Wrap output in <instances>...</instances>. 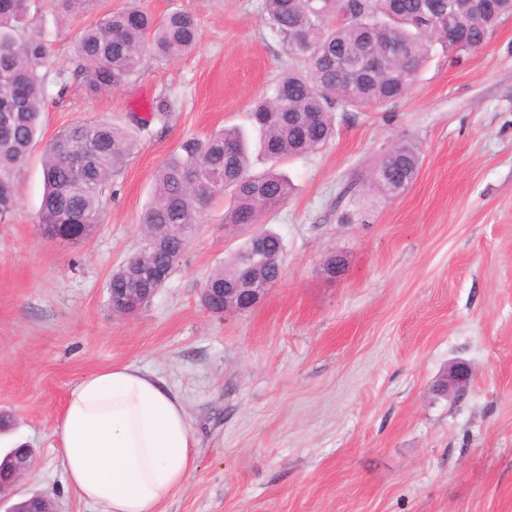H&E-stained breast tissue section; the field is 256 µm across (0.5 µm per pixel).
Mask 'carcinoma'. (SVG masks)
Instances as JSON below:
<instances>
[{
    "label": "carcinoma",
    "instance_id": "obj_1",
    "mask_svg": "<svg viewBox=\"0 0 512 512\" xmlns=\"http://www.w3.org/2000/svg\"><path fill=\"white\" fill-rule=\"evenodd\" d=\"M30 3L0 0V219L16 205L10 174L24 162L39 131L44 105L40 70L50 64L49 44L35 31ZM487 5L488 12L477 17L471 0H399L398 15L390 17L380 0H350V12L341 19L340 0H262L267 28L294 61L271 93L252 104L251 119L261 135L262 154L276 163L312 152L334 138L336 113L361 112L402 98L439 39L437 28L450 17L465 26L466 43L452 51L455 58L484 46L493 16L512 13V0H487ZM424 10L431 22L428 30L421 31L415 21ZM297 28L306 34L302 47L293 40ZM198 39L196 19L188 12L174 11L156 20L131 6L109 12L79 32L72 73L91 91L118 89L138 76L146 59L176 60L191 52ZM389 45L400 47L403 56L385 55ZM352 49L383 56L377 73L350 76ZM171 108L162 96L151 106L150 117L137 119V125L143 129L153 122L164 125ZM135 147L131 129L123 125L76 123L61 130L44 160L41 230L49 233L58 224H85L90 232L102 223L101 189L124 169ZM83 149L89 150V168L79 176L69 154ZM378 167L388 170L391 182L408 185L417 174L419 154L415 146L400 144ZM292 190L290 181L272 170L250 173L249 139L237 126H226L203 142L184 141L155 175L152 199L141 218L147 245L113 273L109 287H159L141 272L162 268L169 255L184 251L187 240L171 235L170 228L192 233L214 195L230 196L229 223L258 224ZM260 235L269 256H280L282 238L268 229L260 230ZM251 249L249 238L225 267L209 277L212 287L239 279Z\"/></svg>",
    "mask_w": 512,
    "mask_h": 512
}]
</instances>
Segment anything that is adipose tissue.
Returning <instances> with one entry per match:
<instances>
[{
    "mask_svg": "<svg viewBox=\"0 0 512 512\" xmlns=\"http://www.w3.org/2000/svg\"><path fill=\"white\" fill-rule=\"evenodd\" d=\"M54 435L70 487L102 512H157L196 468L182 401L130 365L75 383Z\"/></svg>",
    "mask_w": 512,
    "mask_h": 512,
    "instance_id": "obj_1",
    "label": "adipose tissue"
}]
</instances>
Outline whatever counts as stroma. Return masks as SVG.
Listing matches in <instances>:
<instances>
[{
	"mask_svg": "<svg viewBox=\"0 0 512 512\" xmlns=\"http://www.w3.org/2000/svg\"><path fill=\"white\" fill-rule=\"evenodd\" d=\"M133 0L91 12L34 0L54 57L42 129L11 174L17 204L0 222V453L35 449L22 494L59 512H100L69 488L54 428L69 387L113 364L154 374L183 402L197 466L160 512H512V18L454 60L434 47L401 100L337 113L327 145L281 162L293 191L261 225L226 223L216 195L149 306L120 316L113 272L143 245L140 217L156 170L181 142L227 125L288 67L261 0H134L155 17L195 16L196 48L147 61L136 80L90 92L62 81L77 30ZM124 171L101 193L87 240L42 234L48 143L76 122L131 125L159 96ZM420 154L396 196L369 189L395 145ZM284 242L283 275L252 308L207 311L201 291L256 232ZM343 255L336 276L326 260ZM465 394L438 391L450 364Z\"/></svg>",
	"mask_w": 512,
	"mask_h": 512,
	"instance_id": "stroma-1",
	"label": "stroma"
}]
</instances>
